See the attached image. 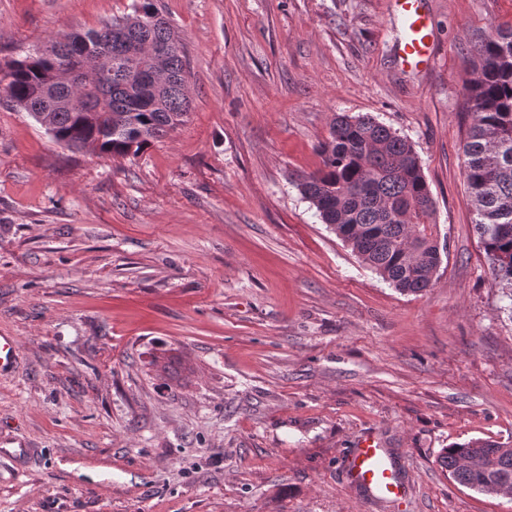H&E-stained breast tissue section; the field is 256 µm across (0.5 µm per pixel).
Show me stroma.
<instances>
[{"mask_svg": "<svg viewBox=\"0 0 512 512\" xmlns=\"http://www.w3.org/2000/svg\"><path fill=\"white\" fill-rule=\"evenodd\" d=\"M132 0H0V64ZM189 119L138 155L76 152L0 89V512H512L441 449L512 442V288L463 176L474 47L512 0H430L402 69L393 0H155ZM337 114L406 138L441 264L400 293L296 187ZM372 438L405 498L347 478Z\"/></svg>", "mask_w": 512, "mask_h": 512, "instance_id": "35a3bbf8", "label": "stroma"}]
</instances>
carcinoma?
<instances>
[{
  "label": "carcinoma",
  "mask_w": 512,
  "mask_h": 512,
  "mask_svg": "<svg viewBox=\"0 0 512 512\" xmlns=\"http://www.w3.org/2000/svg\"><path fill=\"white\" fill-rule=\"evenodd\" d=\"M165 55L155 77L142 47ZM80 58L100 80L72 108L73 85L60 67ZM479 75L465 89L470 118L464 146L468 204L496 278L512 285V27L497 28L475 47ZM11 102L55 141L74 150L138 154L186 122L187 63L177 31L154 0H133L131 12L101 28L73 31L0 65ZM321 167L297 187L321 221L384 281L419 295L440 264L433 199L412 144L368 115H338L320 145ZM438 462L460 485L491 494L512 486V446L472 439L441 450Z\"/></svg>",
  "instance_id": "carcinoma-1"
}]
</instances>
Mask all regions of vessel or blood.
I'll return each mask as SVG.
<instances>
[{"label": "vessel or blood", "mask_w": 512, "mask_h": 512, "mask_svg": "<svg viewBox=\"0 0 512 512\" xmlns=\"http://www.w3.org/2000/svg\"><path fill=\"white\" fill-rule=\"evenodd\" d=\"M426 3L427 0H394L397 12L409 30L407 38L399 43L397 49L403 67L424 68L432 60ZM347 477L371 492L381 490L397 498L404 497L407 492L405 484L396 476L392 459L372 439L363 440L349 456Z\"/></svg>", "instance_id": "b4317fda"}]
</instances>
